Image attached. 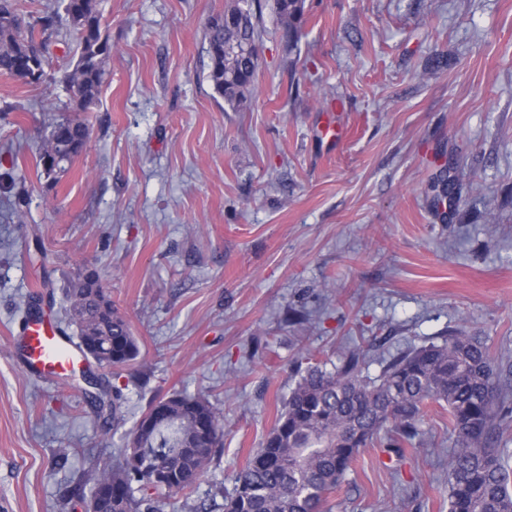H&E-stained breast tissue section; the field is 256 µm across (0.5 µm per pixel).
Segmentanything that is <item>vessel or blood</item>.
I'll use <instances>...</instances> for the list:
<instances>
[{
    "label": "vessel or blood",
    "instance_id": "1",
    "mask_svg": "<svg viewBox=\"0 0 512 512\" xmlns=\"http://www.w3.org/2000/svg\"><path fill=\"white\" fill-rule=\"evenodd\" d=\"M18 335L28 361L27 372L34 377L64 376L82 363V356L69 337L37 314L27 315Z\"/></svg>",
    "mask_w": 512,
    "mask_h": 512
}]
</instances>
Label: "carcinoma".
<instances>
[{
  "instance_id": "carcinoma-1",
  "label": "carcinoma",
  "mask_w": 512,
  "mask_h": 512,
  "mask_svg": "<svg viewBox=\"0 0 512 512\" xmlns=\"http://www.w3.org/2000/svg\"><path fill=\"white\" fill-rule=\"evenodd\" d=\"M283 37L298 42L305 0H274ZM75 33L77 58L61 77L51 68L49 45ZM260 28L254 0H227L224 14L206 27L209 81L228 104L246 102L254 88ZM112 56L101 30L100 0H61L25 21L18 0H0V74L25 84L59 81L77 103V114L53 121L40 164L48 179L66 171L82 148L88 127L79 113L98 104ZM66 289L77 347L115 370L140 354L128 320L100 281L87 273ZM97 393L103 435L124 423L121 390ZM448 410L453 448L448 454V512H512V468L500 428L512 418V369L496 363L485 340L466 332L392 356L374 377L364 353L350 350L328 370L306 368L284 401L261 448L233 475L223 512H324L328 496L352 464L384 437L399 454L420 435L428 408ZM224 413L201 396L175 391L152 400L125 432V446L110 465L95 468L91 482L71 489L94 512H162L171 499L191 493L222 446Z\"/></svg>"
}]
</instances>
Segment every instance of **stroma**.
<instances>
[{
    "label": "stroma",
    "mask_w": 512,
    "mask_h": 512,
    "mask_svg": "<svg viewBox=\"0 0 512 512\" xmlns=\"http://www.w3.org/2000/svg\"><path fill=\"white\" fill-rule=\"evenodd\" d=\"M255 87L229 106L204 39L225 0H102L112 57L88 137L57 180L37 165L64 84L0 76V505L67 499L103 435L81 374L33 379L10 345L43 276L54 299L92 266L140 357L117 379L126 425L174 391L224 412V447L178 512L222 503L313 354L365 353L370 375L448 331L512 363V0H306L282 37L273 0ZM344 129L322 141L327 122ZM458 178L433 202L438 161ZM28 203L15 215L17 191ZM420 442L370 449L332 512H448V414Z\"/></svg>",
    "instance_id": "1"
}]
</instances>
